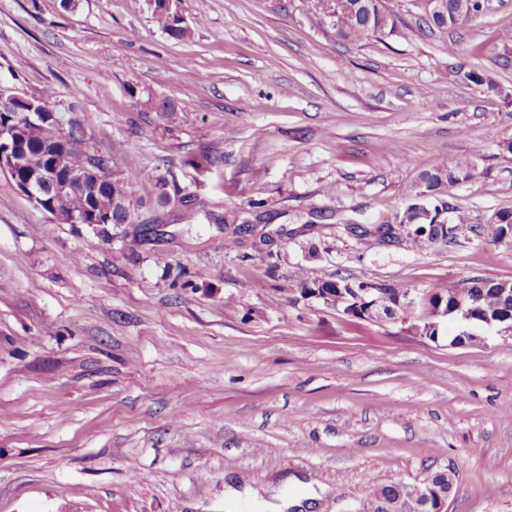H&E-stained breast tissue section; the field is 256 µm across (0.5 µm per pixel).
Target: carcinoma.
<instances>
[{
	"instance_id": "carcinoma-1",
	"label": "carcinoma",
	"mask_w": 512,
	"mask_h": 512,
	"mask_svg": "<svg viewBox=\"0 0 512 512\" xmlns=\"http://www.w3.org/2000/svg\"><path fill=\"white\" fill-rule=\"evenodd\" d=\"M444 10H434L433 0H427L426 18L422 19L423 32L444 31L478 16L484 8L483 0H444ZM349 19L336 26L339 37L350 42H363L384 30L389 24L388 15L382 10L380 0H348ZM153 16L161 29L171 38L181 41L188 34V28L178 24L177 20L162 10L161 3L153 7ZM0 125L10 127L13 131L14 144L19 153L14 175L26 178L41 173L49 164L48 147L60 137L59 127L45 119L38 126H31L20 112H0ZM67 150L64 156L65 169L69 173L80 172L91 163L108 173L107 179L100 184H87L76 193L66 195L61 200L62 209L83 211L92 208L110 218L112 224H127L130 213L126 207L127 189L118 178L125 167L134 165L137 156L132 150L117 155H102L98 158L90 155L91 142L86 138L82 127L71 133L66 140ZM477 175L475 164L454 158H443L432 168L421 172L417 182L429 193L427 197H413L403 210L394 213L384 221L387 230H393L397 219L409 224H425L416 204L423 203L438 210L451 196L456 186L465 183ZM512 228V210L502 209L495 212V219L490 221L489 232L492 239H502L504 228ZM466 285L463 292L469 301L475 303L480 313L486 317L498 318L512 314V287L503 288V283L474 276L462 281ZM323 288L334 289L336 298L346 304L345 310L353 308L363 289L372 287L370 283L355 282L347 277L338 276L334 280L321 283ZM403 498L412 502V512H435L437 503L433 494L415 495L414 484L394 481L367 489L361 505L363 512H388V505L395 499Z\"/></svg>"
}]
</instances>
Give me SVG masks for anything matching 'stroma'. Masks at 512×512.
<instances>
[{"label": "stroma", "mask_w": 512, "mask_h": 512, "mask_svg": "<svg viewBox=\"0 0 512 512\" xmlns=\"http://www.w3.org/2000/svg\"><path fill=\"white\" fill-rule=\"evenodd\" d=\"M382 2L393 26L351 43L324 0H180L184 41L148 0H0V89L53 88L138 156L126 224L59 223L0 174V512H348L450 463L448 512H512V337L302 291L512 281V241L479 232L512 209V0L425 35L424 0ZM446 157L477 166L456 243H381ZM227 213L249 223L231 249ZM155 1L156 4L153 7V16L156 19L158 25L172 39L178 41L184 40L189 34L188 28L178 25L176 19L170 18V16L162 10V5L160 3L161 1ZM155 1L150 2L152 6Z\"/></svg>", "instance_id": "35a3bbf8"}]
</instances>
